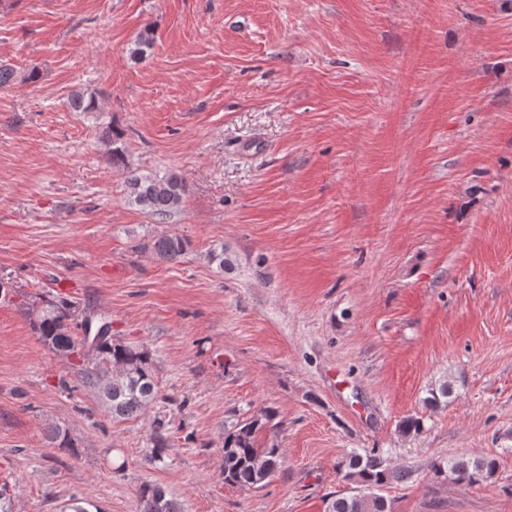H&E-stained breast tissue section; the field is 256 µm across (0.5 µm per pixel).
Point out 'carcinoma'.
Masks as SVG:
<instances>
[{
	"mask_svg": "<svg viewBox=\"0 0 512 512\" xmlns=\"http://www.w3.org/2000/svg\"><path fill=\"white\" fill-rule=\"evenodd\" d=\"M153 32L144 28L130 49L133 57L144 56L153 46ZM70 106L76 112H95L98 109L96 93L75 90L70 95ZM106 138L113 144L110 161L115 167L126 168L129 163L124 150L117 146L123 133L107 127ZM129 201L163 223L180 209L184 183L177 174L158 177L153 174L130 172L126 180ZM151 251L162 261L181 259L190 243L177 234L155 237L138 245ZM33 330L40 341L56 354L69 358L76 354L84 337L74 334L73 327H84L85 311L75 303L61 297H40L26 308ZM87 365L80 369L82 382L94 388L101 403L115 420L135 418L158 398L155 369L149 352L112 336L102 337L92 353L84 355ZM272 414L262 410L224 430V483L245 488H261L282 465L283 449L273 441L260 444L258 434L269 426ZM154 448L149 462L163 461L168 447L165 420H154ZM340 467L346 469L344 478L354 484V491L346 496H332L326 505L327 512H388L384 496L379 494L392 478L407 479L404 471L387 467L381 455L366 451L350 452ZM495 462L486 458L450 459L448 464L434 466V475L449 477L468 485L480 484L492 477ZM139 512H182L172 495L159 484H145L139 492Z\"/></svg>",
	"mask_w": 512,
	"mask_h": 512,
	"instance_id": "obj_1",
	"label": "carcinoma"
}]
</instances>
